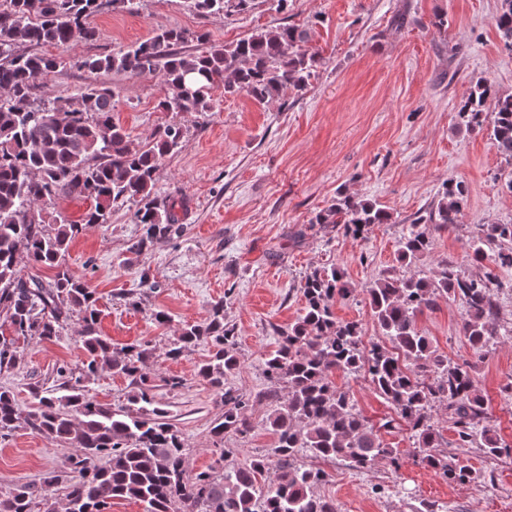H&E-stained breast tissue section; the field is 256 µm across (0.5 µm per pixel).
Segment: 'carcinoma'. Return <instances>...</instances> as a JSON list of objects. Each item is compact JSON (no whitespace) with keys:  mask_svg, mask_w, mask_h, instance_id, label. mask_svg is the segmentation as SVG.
Listing matches in <instances>:
<instances>
[{"mask_svg":"<svg viewBox=\"0 0 512 512\" xmlns=\"http://www.w3.org/2000/svg\"><path fill=\"white\" fill-rule=\"evenodd\" d=\"M200 15L244 12L254 0H186ZM134 9L139 0H0V324L13 335L51 341L60 321L77 307L81 312L83 349L73 383L55 395L33 388L36 403L25 409L8 389L0 388V438L19 431L46 435L75 449L71 475L49 471L33 483H23L0 495V512H34L48 504L49 491L66 482L64 512H110L112 500L135 499L145 512H337L335 504L318 495L328 480L321 468L298 462L307 453L324 461L340 460L368 469L381 459L398 464V451L385 444L379 430L356 409L348 392L331 380L338 373L362 372L392 414L382 427L404 423L411 432L418 462L457 482H478L482 475L455 452L477 444L491 459L511 456L489 425L488 406L473 385V367L453 364L438 353L416 326V316L431 311L441 296L462 302L461 329L481 352L498 339L497 306L492 289L499 287L496 268L512 267L509 224H479L466 251L483 269L467 275L446 261L432 278L382 275L366 289L372 315L389 345L365 344L357 323L336 318L334 301L347 299L351 289L336 266L311 272L302 287L305 305L296 322L279 333L277 349L266 361L275 382L268 397L276 403L269 427L276 446L254 457L246 467L187 473V448L181 431L158 406L154 385L144 367L148 350L129 345L120 350L98 330L96 292L66 264L71 245L83 226L106 224L112 207L133 202L134 222L141 236L130 251L143 254L154 239L180 229L174 207L157 203L155 184L163 161L183 147L182 126H159L151 140L136 144L114 118L115 92L98 83L76 97L35 98L37 82L64 68L91 74L119 72L129 76L158 75L164 86L158 108L163 112H208L212 93H245L264 103L287 91L310 85L324 59L307 49L310 32L298 25L256 30L232 43L207 44V34L161 29L144 41L102 55L47 54L44 47L69 48L92 43V24L103 4ZM494 26L512 51V0H501ZM196 41L193 52L181 46ZM27 50L21 51L19 47ZM493 102L491 122L485 106ZM458 116L469 130L485 131L497 152L512 162V93L500 92L479 79L458 105ZM468 188L448 182L443 196L425 222L450 229L468 200ZM63 197L91 201L81 223L47 209ZM391 214L379 205L339 193L314 217L315 224H340L347 234L363 236L375 224H388ZM410 225L399 241L398 261L410 267L431 245ZM55 270L43 282L26 278L22 264ZM211 354L199 375L213 389L222 412L211 433L217 462L233 449L224 436H244L252 429L246 416L249 399L231 386L237 369L234 331L224 326V302L213 304L208 322L187 324L174 338L168 356L178 358L201 344ZM22 354L14 340H0V369L14 368ZM107 368L137 385L127 404L117 409L86 394L85 383ZM287 395L279 396L278 384ZM436 405L448 409L454 439L451 452L432 453L443 441L431 421ZM274 471L272 483L264 476Z\"/></svg>","mask_w":512,"mask_h":512,"instance_id":"carcinoma-1","label":"carcinoma"}]
</instances>
